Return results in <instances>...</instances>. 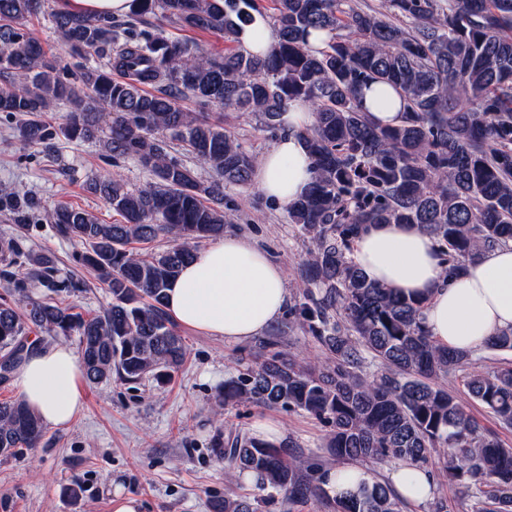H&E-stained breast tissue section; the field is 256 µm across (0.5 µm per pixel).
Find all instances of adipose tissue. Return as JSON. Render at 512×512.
<instances>
[{
	"label": "adipose tissue",
	"mask_w": 512,
	"mask_h": 512,
	"mask_svg": "<svg viewBox=\"0 0 512 512\" xmlns=\"http://www.w3.org/2000/svg\"><path fill=\"white\" fill-rule=\"evenodd\" d=\"M361 99L378 124L393 125L403 116V101L390 86L370 84L362 89ZM311 120L309 106L298 101L282 114L280 135L255 168V182L267 198L288 204L311 183V159L298 137ZM351 259L369 280L423 299L425 327L440 346L473 349L512 329V243L466 263L450 281L432 237L408 224H369L355 238ZM288 304L284 269L235 235L197 250L167 290V311L177 324L228 342L261 334ZM16 381L21 400L46 426L67 425L84 404L79 360L67 345L35 346ZM370 480L364 467L339 464L325 469L322 486L329 497L344 498ZM386 480L414 506L433 496L434 477L426 467L400 463Z\"/></svg>",
	"instance_id": "adipose-tissue-1"
}]
</instances>
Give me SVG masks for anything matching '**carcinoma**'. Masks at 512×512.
I'll use <instances>...</instances> for the list:
<instances>
[{
  "label": "carcinoma",
  "mask_w": 512,
  "mask_h": 512,
  "mask_svg": "<svg viewBox=\"0 0 512 512\" xmlns=\"http://www.w3.org/2000/svg\"><path fill=\"white\" fill-rule=\"evenodd\" d=\"M42 0H0V113L18 118L17 138L52 148L60 139H107L109 161L134 159L150 176L140 188L121 176L89 180L86 190L121 217L0 192L15 232L0 235V371L15 372L33 348L29 335L78 336L87 382L166 381L187 346L165 309V291L197 244L224 233V185H251L256 157L224 127V113L252 112L279 126L293 99L307 102L302 133L314 177L288 215L310 235L306 285L290 308L328 354L317 367L275 352L224 384V404L300 410L325 428L339 464L389 461L426 465L444 452L448 477L473 512H512V447L485 429L441 383L462 372L471 398L512 427V365L483 371L478 351L438 346L421 302L367 280L349 259L366 224H414L447 257V276L488 249L512 241V0H385L381 8L349 0H274L277 41L264 58L245 54L236 34L261 10L258 0H138L131 20L51 13L78 71L49 59L22 21ZM153 16L224 38V56L137 29ZM326 32L321 49L309 37ZM379 82L404 102L401 124L376 125L362 110V87ZM66 102L61 122L51 116ZM177 142L191 168L171 154ZM210 177L202 178L197 168ZM44 211L55 234L77 242L75 263L93 269L111 296L100 314L64 307L83 291L57 261L26 246L19 232ZM169 239L160 251L135 243ZM46 289L32 297L34 284ZM485 349L512 351V330ZM380 369L364 373L366 356ZM45 425L22 401L0 402V458L36 447ZM214 456L229 470L258 476L260 495L226 497L214 512H258L263 504L326 497L323 465L293 451L219 428ZM334 512H402L404 501L375 481Z\"/></svg>",
  "instance_id": "1"
}]
</instances>
